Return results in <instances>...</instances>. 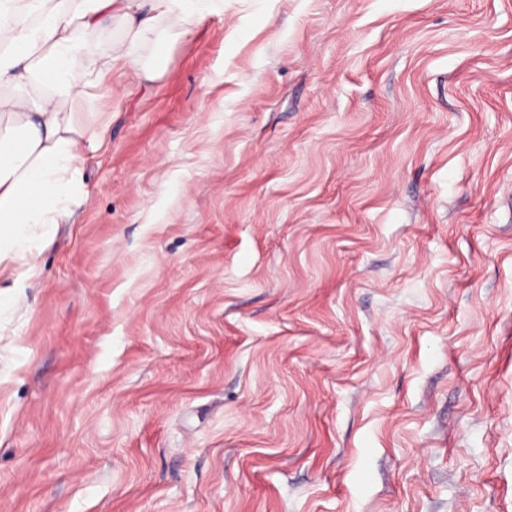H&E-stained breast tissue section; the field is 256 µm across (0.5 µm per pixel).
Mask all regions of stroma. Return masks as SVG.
Instances as JSON below:
<instances>
[{"mask_svg":"<svg viewBox=\"0 0 512 512\" xmlns=\"http://www.w3.org/2000/svg\"><path fill=\"white\" fill-rule=\"evenodd\" d=\"M140 63L0 265V512H512V0H224Z\"/></svg>","mask_w":512,"mask_h":512,"instance_id":"35a3bbf8","label":"stroma"}]
</instances>
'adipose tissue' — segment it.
Wrapping results in <instances>:
<instances>
[{
	"instance_id": "ef3b65f1",
	"label": "adipose tissue",
	"mask_w": 512,
	"mask_h": 512,
	"mask_svg": "<svg viewBox=\"0 0 512 512\" xmlns=\"http://www.w3.org/2000/svg\"><path fill=\"white\" fill-rule=\"evenodd\" d=\"M224 0H0V263L15 261L28 278L47 227L68 223L89 195L85 142H103L62 102L83 99L113 73L147 80L136 51L159 23L191 34ZM123 40L108 54L95 38L113 18Z\"/></svg>"
}]
</instances>
